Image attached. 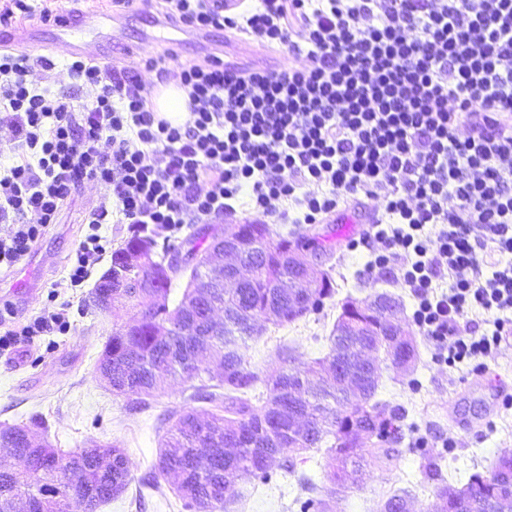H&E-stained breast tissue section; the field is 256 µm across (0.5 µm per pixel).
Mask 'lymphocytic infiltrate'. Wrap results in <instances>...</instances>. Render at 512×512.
Instances as JSON below:
<instances>
[{
    "label": "lymphocytic infiltrate",
    "mask_w": 512,
    "mask_h": 512,
    "mask_svg": "<svg viewBox=\"0 0 512 512\" xmlns=\"http://www.w3.org/2000/svg\"><path fill=\"white\" fill-rule=\"evenodd\" d=\"M173 7L197 27L248 32L311 65L187 67L192 118L174 126L156 120L129 72L74 61L86 105L29 81L27 55L0 53V119L18 140L16 162L0 171V222L12 225L0 264L28 255L87 179L106 190L92 228L116 218L174 233L244 193L265 214L292 208L297 224L379 194L387 224L368 270L398 260L436 361L477 368L497 354L512 336V0H258L231 15L224 0ZM307 183L326 191L301 193ZM67 327L60 313L23 324L1 308L0 351Z\"/></svg>",
    "instance_id": "f902f5d3"
}]
</instances>
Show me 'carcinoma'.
Here are the masks:
<instances>
[{
  "instance_id": "cac0c4a2",
  "label": "carcinoma",
  "mask_w": 512,
  "mask_h": 512,
  "mask_svg": "<svg viewBox=\"0 0 512 512\" xmlns=\"http://www.w3.org/2000/svg\"><path fill=\"white\" fill-rule=\"evenodd\" d=\"M244 246L240 262L253 269V277L234 288H215L201 306L195 291L184 289L169 306L172 291L163 288H129L112 294V312L130 302L143 306L138 324L120 328L108 338L97 370L112 374V392L132 400L137 408L149 405L159 385L172 377L198 381L192 401H206L216 408L203 419L191 407L171 410L172 421L158 456L156 469L177 480L176 489L193 512H221L225 494L237 480L248 477L270 480L273 465L291 472L298 453L327 445L332 459L331 481L343 485L348 469L360 471L367 464L365 443L373 441V457L392 458V445L402 436L399 409L374 400L379 379L364 387L350 373L372 364L369 353L384 350L399 356L409 371L418 359L414 337L395 340L384 335L386 316L370 303L346 301L347 334L330 336L328 356L304 370L291 367L288 347L279 350L282 366L271 374L247 368L243 348L258 338L260 319L284 326L321 309L334 295L331 280L312 289L305 305L297 306L293 288H279L288 275V248L307 250L309 243L288 240L268 224H239ZM203 226L192 229L165 252L189 247L199 252L206 243ZM223 317L216 318V312ZM211 354L219 365L215 375L202 376L199 355ZM264 387L266 397L256 396ZM17 457L21 471H0V498L37 496L62 486L72 495L80 512L97 508L121 495L131 475L125 451L114 445H91L63 451L47 442L23 448ZM407 491L387 498L379 512H407ZM431 512H512V456H503L484 472L472 474L459 489L444 485L437 490Z\"/></svg>"
}]
</instances>
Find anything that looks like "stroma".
I'll return each instance as SVG.
<instances>
[{"label":"stroma","mask_w":512,"mask_h":512,"mask_svg":"<svg viewBox=\"0 0 512 512\" xmlns=\"http://www.w3.org/2000/svg\"><path fill=\"white\" fill-rule=\"evenodd\" d=\"M33 5L35 15L0 25V36L10 38L16 52L48 62V69H35L30 79L55 93L74 90L69 66L75 54L71 38L61 35L58 24L40 16L43 8L63 17L78 10L111 11L112 25L86 34L85 39L93 48L111 43L106 64L137 73L149 88L178 80L182 68L215 58L240 70L280 72L310 64L306 56L244 32L185 25L168 0H144L134 10L121 9L110 0H33ZM104 194L96 181H84L64 204L57 224L31 252L13 267L0 268V304H13L26 321L62 308L70 323L67 333L41 336L32 346L0 354V424L27 425L38 438L66 451L95 442L123 448L131 472L129 488L97 512H189L173 482L156 474L169 427L166 413L185 406L188 383L167 380L150 407L136 410L126 397L113 394L96 371L108 336L138 316L132 304L111 315L89 302L113 252L133 236L132 225H100L99 233L108 242L105 252L90 266L81 286H72L69 279L75 253L90 231L86 218ZM382 213L381 197L362 195L313 224H293L288 215L267 216L247 205L218 216V223L224 225L268 224L283 235L316 237L332 249L315 261L314 269L328 273L334 295L325 299L319 312L292 324H263L260 337L249 341L244 351L251 369L265 373L280 368L277 348L282 343L292 348L293 365L300 370L326 357L342 302L365 301L381 291L399 299V318L419 345L417 364L405 373L390 365L384 351L375 354L377 396L404 413L403 438L392 460L371 461L337 486L329 478L325 449L314 448L303 452L298 466L310 485L276 468L269 484L257 487L246 478L232 487L227 493L229 512H301L302 502L310 497L322 500L326 512H379L382 502L399 488L408 492V512H427L440 481L423 472L424 457H437L442 473L449 476L448 486L455 488L472 473L490 469L498 458L512 456V408L505 406L512 397V338L502 343L498 354L484 358L481 370L437 363L413 320L415 299L397 281L395 266L366 272L368 251L350 247L351 240L370 231Z\"/></svg>","instance_id":"1"}]
</instances>
